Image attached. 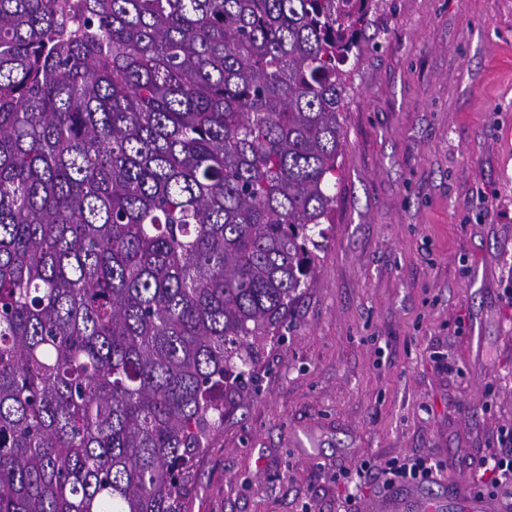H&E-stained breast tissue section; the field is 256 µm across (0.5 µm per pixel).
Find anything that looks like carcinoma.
I'll return each mask as SVG.
<instances>
[{"label": "carcinoma", "mask_w": 512, "mask_h": 512, "mask_svg": "<svg viewBox=\"0 0 512 512\" xmlns=\"http://www.w3.org/2000/svg\"><path fill=\"white\" fill-rule=\"evenodd\" d=\"M375 0H0V512H182L334 223Z\"/></svg>", "instance_id": "cac0c4a2"}]
</instances>
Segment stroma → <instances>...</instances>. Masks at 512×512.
I'll return each mask as SVG.
<instances>
[{
  "label": "stroma",
  "instance_id": "35a3bbf8",
  "mask_svg": "<svg viewBox=\"0 0 512 512\" xmlns=\"http://www.w3.org/2000/svg\"><path fill=\"white\" fill-rule=\"evenodd\" d=\"M349 58L336 222L183 512H376L363 462L486 490L512 448V0H378ZM441 468L438 464H432L431 461L425 459H414L410 463H403L393 468H389L387 474H390L392 478H389L388 482H394L396 480L402 482H417V481H429L430 477H437Z\"/></svg>",
  "mask_w": 512,
  "mask_h": 512
}]
</instances>
